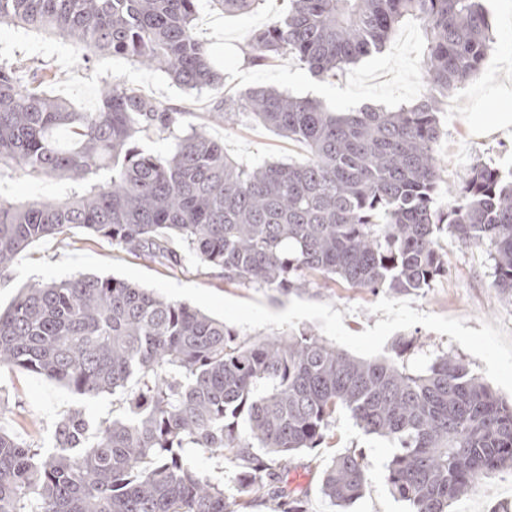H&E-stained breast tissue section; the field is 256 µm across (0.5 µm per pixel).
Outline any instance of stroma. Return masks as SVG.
<instances>
[{
	"label": "stroma",
	"instance_id": "1",
	"mask_svg": "<svg viewBox=\"0 0 512 512\" xmlns=\"http://www.w3.org/2000/svg\"><path fill=\"white\" fill-rule=\"evenodd\" d=\"M484 6L495 36V48L485 61L483 73L450 93L439 114L443 135L438 158L440 186L444 189L460 188L471 166L480 160L502 171H512V124L503 126L494 121L499 113H512V19L507 16L512 0H485ZM287 9L288 0H265L255 11L227 15L214 8L210 0H200L196 32L207 40L213 52L224 55L225 94L254 86L274 87L323 101L340 112L367 105L396 109L422 96L423 31L419 22L410 17L399 24L381 52L363 57L334 77L314 76L292 60L262 66L246 63L241 52L245 35ZM3 59L55 73V93L83 111L98 108L99 88L104 80L122 77L142 94L186 111L191 124L204 126L236 159L267 158L285 163L303 156L300 144L249 120L229 125L210 121L215 102L211 92L184 91L166 74L133 66L121 57L98 55L87 63L79 61L71 43L60 37L2 25L0 60ZM437 245L448 262L449 275L428 288L401 293V300L419 312L462 319L466 327L475 330L481 322H499L512 334V300L492 288V267L486 251L462 245L449 236L440 237ZM70 253L122 261L179 284H194L226 297L259 302L275 312L285 310L295 299L328 303L343 313L346 328L354 333L374 327L379 320L370 311L382 298L378 292L314 278L306 287L286 293L226 280L220 271L204 268L187 255L175 265L152 263L82 231L38 242L27 256L34 261L56 263ZM391 339L410 343L406 360L413 367L426 366L437 355L450 353L460 358L475 376H482L486 368L484 361L465 351L449 335L419 325L394 332ZM79 405L85 406L88 417L97 424L123 413L111 395L84 402L46 377L19 371L0 372V423L31 446L51 447L55 424ZM347 448L362 449L368 465L365 494L348 512H405L404 503L391 495L386 481V464L393 452L390 443L365 435L343 411L336 415L333 437L326 439L319 452L301 453L287 466L289 484L305 493L308 512H336L320 493L322 473L331 458ZM506 504L512 506V473L508 471L486 479L477 492L461 498L453 509L493 512L495 507Z\"/></svg>",
	"mask_w": 512,
	"mask_h": 512
}]
</instances>
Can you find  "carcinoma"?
Wrapping results in <instances>:
<instances>
[{
	"mask_svg": "<svg viewBox=\"0 0 512 512\" xmlns=\"http://www.w3.org/2000/svg\"><path fill=\"white\" fill-rule=\"evenodd\" d=\"M199 0H0V24L66 37L76 57L121 56L188 90L219 96L212 115L246 116L302 145L288 164L242 161L186 113L104 82L82 112L48 87L56 77L0 62V185L55 180L52 199L0 192V280L36 242L82 229L153 263L177 249L224 278L303 288L308 277L403 292L448 272L442 234L485 247L491 286L512 297V180L483 162L440 198L438 113L483 71L495 39L481 0H290L249 32L244 60H294L336 76L380 50L406 16L422 23L425 93L411 106L334 112L272 88L224 97V74L194 31ZM249 13L263 0H210ZM173 139L166 153L152 136ZM404 345L355 358L313 335L238 339L224 322L114 278L37 282L0 310V371L39 374L83 399L119 397L124 415L90 429L71 409L53 446L0 425V512H244L249 492L278 512H306L286 463L315 450L345 410L394 451L387 484L407 512H449L490 475L512 470V403L457 357L420 370ZM245 419L247 429H239ZM235 468L239 494L193 470L197 449ZM362 451L327 465L321 494L345 509L367 483Z\"/></svg>",
	"mask_w": 512,
	"mask_h": 512,
	"instance_id": "cac0c4a2",
	"label": "carcinoma"
}]
</instances>
